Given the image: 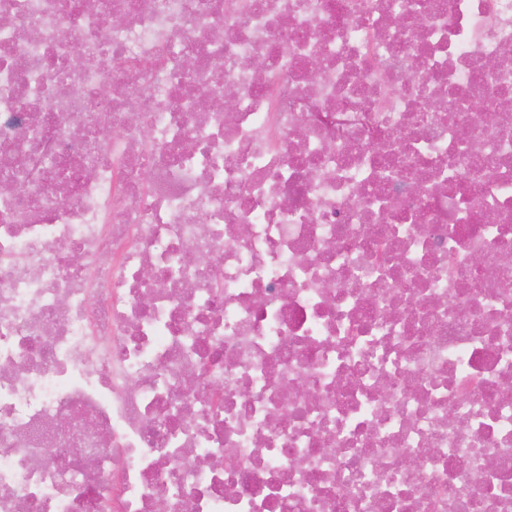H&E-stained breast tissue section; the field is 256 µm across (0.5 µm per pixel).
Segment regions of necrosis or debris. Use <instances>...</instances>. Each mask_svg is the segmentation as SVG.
Returning a JSON list of instances; mask_svg holds the SVG:
<instances>
[{
  "instance_id": "obj_1",
  "label": "necrosis or debris",
  "mask_w": 512,
  "mask_h": 512,
  "mask_svg": "<svg viewBox=\"0 0 512 512\" xmlns=\"http://www.w3.org/2000/svg\"><path fill=\"white\" fill-rule=\"evenodd\" d=\"M503 100L512 0H0V512H512Z\"/></svg>"
}]
</instances>
